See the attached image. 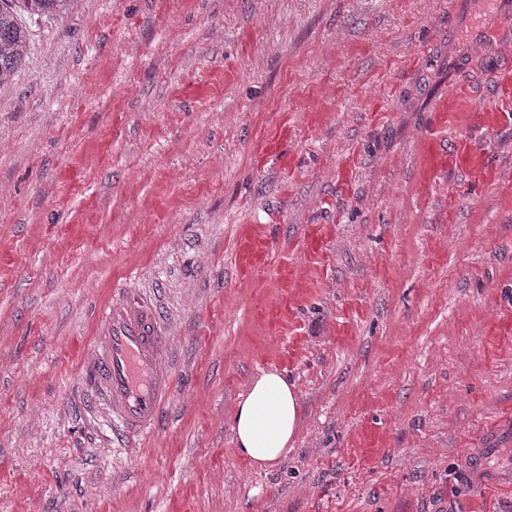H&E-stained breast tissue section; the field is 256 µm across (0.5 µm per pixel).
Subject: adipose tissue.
<instances>
[{"label": "adipose tissue", "instance_id": "obj_1", "mask_svg": "<svg viewBox=\"0 0 512 512\" xmlns=\"http://www.w3.org/2000/svg\"><path fill=\"white\" fill-rule=\"evenodd\" d=\"M299 418L300 399L294 385L277 369L260 371L233 415L238 454L261 469L276 466L288 452Z\"/></svg>", "mask_w": 512, "mask_h": 512}]
</instances>
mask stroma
I'll list each match as a JSON object with an SVG mask.
<instances>
[{
    "label": "stroma",
    "instance_id": "35a3bbf8",
    "mask_svg": "<svg viewBox=\"0 0 512 512\" xmlns=\"http://www.w3.org/2000/svg\"><path fill=\"white\" fill-rule=\"evenodd\" d=\"M483 0H81L0 87V512H512V17ZM448 109L435 111L438 100ZM146 297V437L83 390ZM300 399L235 450L262 369ZM300 418L295 386L279 370H261L240 396L232 419L237 453L259 469L276 466L288 453Z\"/></svg>",
    "mask_w": 512,
    "mask_h": 512
}]
</instances>
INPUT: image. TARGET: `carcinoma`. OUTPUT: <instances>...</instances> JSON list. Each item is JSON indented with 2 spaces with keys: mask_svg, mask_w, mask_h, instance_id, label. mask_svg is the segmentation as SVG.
Returning <instances> with one entry per match:
<instances>
[{
  "mask_svg": "<svg viewBox=\"0 0 512 512\" xmlns=\"http://www.w3.org/2000/svg\"><path fill=\"white\" fill-rule=\"evenodd\" d=\"M78 0H0V86L12 80L32 47V26L62 19Z\"/></svg>",
  "mask_w": 512,
  "mask_h": 512,
  "instance_id": "1",
  "label": "carcinoma"
}]
</instances>
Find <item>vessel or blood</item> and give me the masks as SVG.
<instances>
[{"instance_id":"b4317fda","label":"vessel or blood","mask_w":512,"mask_h":512,"mask_svg":"<svg viewBox=\"0 0 512 512\" xmlns=\"http://www.w3.org/2000/svg\"><path fill=\"white\" fill-rule=\"evenodd\" d=\"M97 322L101 338L83 364L85 381L125 435L148 434L173 392L171 376L161 369L165 329L152 305L131 294L99 306Z\"/></svg>"}]
</instances>
